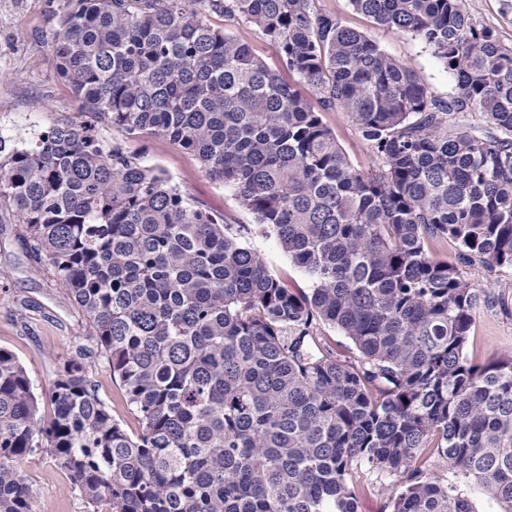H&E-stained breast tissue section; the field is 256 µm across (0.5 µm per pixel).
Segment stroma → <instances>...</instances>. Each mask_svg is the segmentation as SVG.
I'll list each match as a JSON object with an SVG mask.
<instances>
[{
    "label": "stroma",
    "instance_id": "stroma-1",
    "mask_svg": "<svg viewBox=\"0 0 512 512\" xmlns=\"http://www.w3.org/2000/svg\"><path fill=\"white\" fill-rule=\"evenodd\" d=\"M60 0H0V129L29 140L58 123L82 117V103L57 73L53 33ZM319 9L337 15L344 25L376 42L388 55L404 61L417 72L431 94L447 100L455 82L444 64L420 40L377 25L352 9L349 0H316ZM464 10L497 41L512 47V0H464ZM205 19L250 46L270 68L281 69L276 46L255 27L238 19L211 12ZM322 121L336 135L351 164L361 170L376 167L378 160L369 143L345 112L325 111ZM146 166L161 170L187 197L221 214L225 223L251 225L253 215L243 209L235 192L210 179L196 154L164 138L130 142ZM243 242L273 270L288 276L296 286L307 287L302 273L292 265L274 238L247 234ZM487 297L476 310L465 347L466 358L484 364L512 356V271L498 272L499 287L487 288V273L468 271ZM88 327L82 313L62 288L51 283L44 259L33 253L19 232L11 210H0V348L10 351L25 367L40 398L49 409L53 382L63 364L86 345ZM99 397L112 416L128 430H138L125 391L105 368L93 375ZM20 467L36 491L37 512H86L83 500L72 490L64 472L42 451L26 456Z\"/></svg>",
    "mask_w": 512,
    "mask_h": 512
}]
</instances>
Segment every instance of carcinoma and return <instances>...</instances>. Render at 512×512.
<instances>
[{
	"label": "carcinoma",
	"instance_id": "carcinoma-1",
	"mask_svg": "<svg viewBox=\"0 0 512 512\" xmlns=\"http://www.w3.org/2000/svg\"><path fill=\"white\" fill-rule=\"evenodd\" d=\"M62 0L56 69L101 140L69 121L0 137V208L16 213L93 346L59 370L52 414L0 348V512H35L19 467L44 449L87 512H359L363 477L391 478L389 512H476L430 463L512 512V356L464 349L486 290L433 259L512 270V47L463 0H350L428 46L456 95L315 0ZM274 42L324 110H341L378 166L354 168L276 70L205 14ZM478 112L493 129H463ZM166 138L232 188L310 288H291L233 225L191 201L126 140ZM326 323L352 343L336 352ZM105 365L139 420L99 398ZM426 248L430 255L437 260L449 261L457 264V266L472 279L474 284L479 288H485L486 281L489 280L487 272L482 268H469L462 266L457 260L458 248L456 243L451 239L440 238L430 240L426 243Z\"/></svg>",
	"mask_w": 512,
	"mask_h": 512
}]
</instances>
